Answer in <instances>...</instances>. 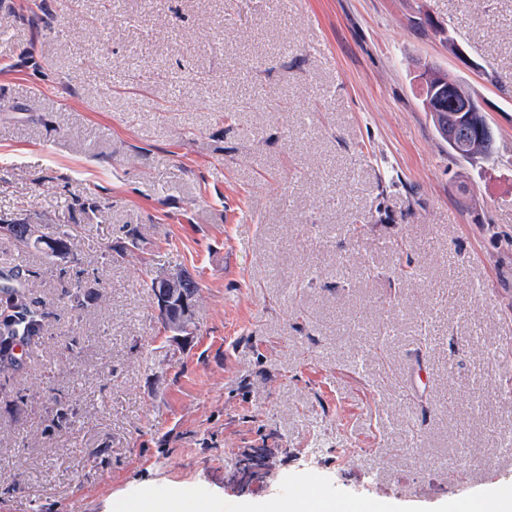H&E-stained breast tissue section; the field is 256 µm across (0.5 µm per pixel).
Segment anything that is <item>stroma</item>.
Here are the masks:
<instances>
[{
	"mask_svg": "<svg viewBox=\"0 0 512 512\" xmlns=\"http://www.w3.org/2000/svg\"><path fill=\"white\" fill-rule=\"evenodd\" d=\"M31 3L0 5V222L79 225V259L0 232L43 312L0 374V487L22 486L0 512L512 488V0H47L43 33ZM427 63L476 92L493 158L449 153ZM175 269L201 287L179 346L146 286Z\"/></svg>",
	"mask_w": 512,
	"mask_h": 512,
	"instance_id": "35a3bbf8",
	"label": "stroma"
}]
</instances>
